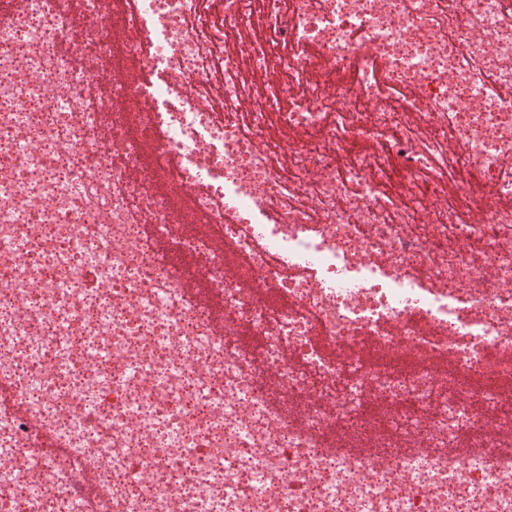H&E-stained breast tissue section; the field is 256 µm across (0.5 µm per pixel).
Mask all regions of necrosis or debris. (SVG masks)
<instances>
[{
    "label": "necrosis or debris",
    "instance_id": "necrosis-or-debris-1",
    "mask_svg": "<svg viewBox=\"0 0 512 512\" xmlns=\"http://www.w3.org/2000/svg\"><path fill=\"white\" fill-rule=\"evenodd\" d=\"M83 6L0 26V512H512V0ZM191 272L185 282V293L196 302H204L208 305L211 317L215 325L221 331L224 330V306L221 292L205 278L203 273L194 265L184 261Z\"/></svg>",
    "mask_w": 512,
    "mask_h": 512
}]
</instances>
